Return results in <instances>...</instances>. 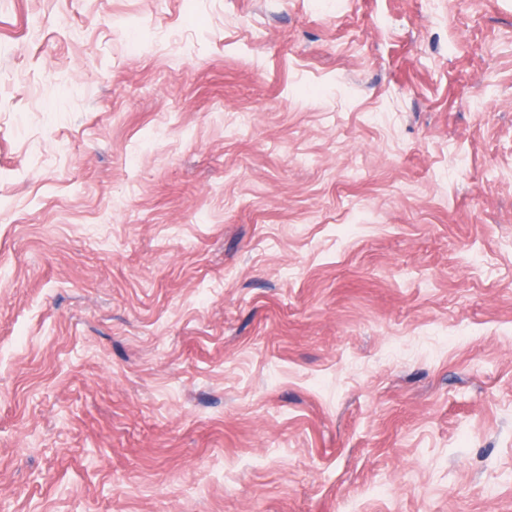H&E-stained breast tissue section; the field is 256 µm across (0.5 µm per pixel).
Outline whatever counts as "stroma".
<instances>
[{
  "mask_svg": "<svg viewBox=\"0 0 512 512\" xmlns=\"http://www.w3.org/2000/svg\"><path fill=\"white\" fill-rule=\"evenodd\" d=\"M0 512H512V0H0Z\"/></svg>",
  "mask_w": 512,
  "mask_h": 512,
  "instance_id": "35a3bbf8",
  "label": "stroma"
}]
</instances>
